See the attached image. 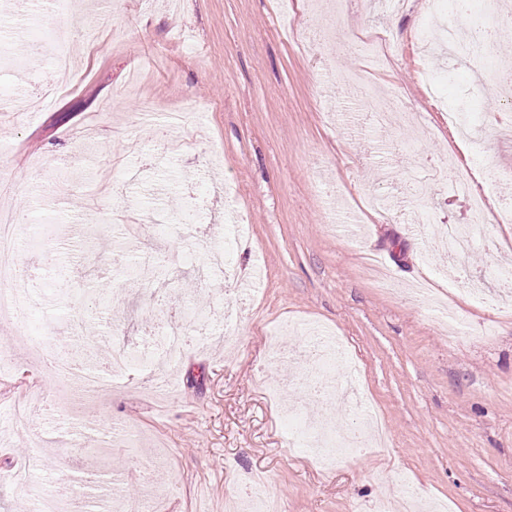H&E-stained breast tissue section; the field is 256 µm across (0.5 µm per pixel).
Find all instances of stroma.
<instances>
[{
    "label": "stroma",
    "instance_id": "35a3bbf8",
    "mask_svg": "<svg viewBox=\"0 0 512 512\" xmlns=\"http://www.w3.org/2000/svg\"><path fill=\"white\" fill-rule=\"evenodd\" d=\"M34 2L26 13L0 0L8 23L0 39L18 55L41 30L63 31L78 81L36 116L0 112V206L14 209L17 255L32 269L21 287L39 299L29 335L79 361L92 329L107 359L113 344H140L145 324L173 305L233 302L238 317L232 352L222 322L194 336L178 388L164 399L152 389L164 371L148 367L57 407L50 368L16 352L13 369L0 373V512L62 485L82 512L98 495L100 512H138L147 477L160 512H224L225 496L257 473L282 512H376L380 493L405 485L446 502L447 512H512V301L464 289L512 261V223L491 225L496 249L474 247L446 278L433 237L439 225L466 222V202L441 183L426 196L430 224L396 218L413 180L448 164V126L417 78L425 56L457 72L443 103H467L483 145L471 161L484 192L495 201L512 192L498 178L512 168V137L494 119L506 105L477 92L473 72L452 65L447 50L419 40L426 0H406L394 16L377 0H323L349 37L388 27L402 34L374 83L382 94L399 88L424 124L397 121L382 132L338 82L360 60L322 46L312 0L280 14L272 0H179L173 10L165 0ZM145 100L151 124L139 116ZM177 112L186 118L170 127ZM372 192L385 196L387 213L363 208ZM230 200L251 226L238 243L224 222ZM160 208L175 222L157 233L150 217ZM48 223L49 263L32 246ZM78 224L97 228V256L83 254ZM225 249L239 277L262 271L256 291L196 279L195 265ZM367 254L389 269L391 290L367 270ZM130 259L167 274L143 286L125 276ZM427 278L457 329L439 326L436 312L406 294ZM307 323L343 340L360 368L364 408L380 413L389 436L387 446L329 471L292 446L282 417L292 406L322 411L275 354L304 346L294 328ZM24 393L50 408L18 425L10 404ZM121 424L147 446L116 442L102 460L98 442ZM21 465L29 480L17 484L9 476Z\"/></svg>",
    "mask_w": 512,
    "mask_h": 512
}]
</instances>
